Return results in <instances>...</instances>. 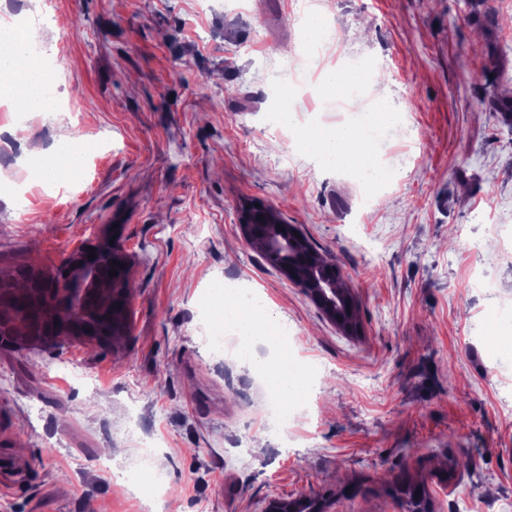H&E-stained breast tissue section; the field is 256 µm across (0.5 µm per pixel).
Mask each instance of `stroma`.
<instances>
[{
	"label": "stroma",
	"mask_w": 512,
	"mask_h": 512,
	"mask_svg": "<svg viewBox=\"0 0 512 512\" xmlns=\"http://www.w3.org/2000/svg\"><path fill=\"white\" fill-rule=\"evenodd\" d=\"M327 10L320 69L372 65L366 107L401 113L373 146L400 179L371 202L349 173L277 136L287 70L296 125L359 123L302 59ZM47 14L40 56L65 112L0 98V272L50 276L121 224L131 332L91 348L0 349V512H144L131 467L155 447L167 512H404L387 489L426 479L436 512L512 499V115L471 70L512 72V0H0ZM91 137L82 183L30 182L23 149ZM272 208L339 267L359 335L343 333L242 234ZM255 288L316 388L280 441L251 366L202 342L214 289ZM472 472L451 470L464 459ZM257 215L263 220H257ZM274 221V212L271 208L260 205V208L249 209L242 214L241 229L246 240L250 241L259 235L266 227V223Z\"/></svg>",
	"instance_id": "35a3bbf8"
}]
</instances>
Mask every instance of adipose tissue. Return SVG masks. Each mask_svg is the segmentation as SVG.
<instances>
[{
    "label": "adipose tissue",
    "mask_w": 512,
    "mask_h": 512,
    "mask_svg": "<svg viewBox=\"0 0 512 512\" xmlns=\"http://www.w3.org/2000/svg\"><path fill=\"white\" fill-rule=\"evenodd\" d=\"M34 41V35L16 36L8 24L0 22V91L11 92L28 111L38 112L42 109V89L33 77L40 64L31 50ZM293 147L344 169L372 176L378 173L369 141L351 126L306 129ZM212 327L236 334L238 359L265 366V385L282 398L281 418L289 420L292 408L301 402L302 384L298 376L285 369L288 347L280 335L279 321L263 297L256 293L244 300L223 298Z\"/></svg>",
    "instance_id": "1"
}]
</instances>
